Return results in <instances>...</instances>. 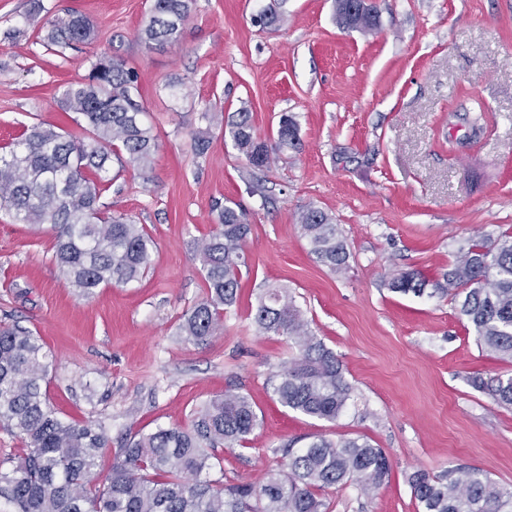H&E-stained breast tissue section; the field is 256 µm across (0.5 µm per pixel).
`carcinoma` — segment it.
Returning a JSON list of instances; mask_svg holds the SVG:
<instances>
[{"label": "carcinoma", "mask_w": 512, "mask_h": 512, "mask_svg": "<svg viewBox=\"0 0 512 512\" xmlns=\"http://www.w3.org/2000/svg\"><path fill=\"white\" fill-rule=\"evenodd\" d=\"M286 2L271 0L255 23L279 28ZM191 8L192 0H151L140 38L159 46L177 39ZM334 8L343 29L371 32L378 25L376 6L365 0H334ZM92 30L88 19L71 15L52 21L44 41L61 53L87 40ZM136 82L123 60L102 55L59 98L86 137L34 125L0 152V211L14 224L50 225L52 259L82 295L136 282L152 264L154 242L146 230L99 204L111 183L112 163L143 175L152 168L157 139L143 120ZM227 127L251 168L269 166V147L256 136L251 113H236ZM276 136L277 149L299 148L294 115H280ZM299 223L320 262L335 273L347 267L349 253L332 216L310 206L300 212ZM249 233L246 212L226 205L215 229L196 240L205 294L179 326L186 342L205 344L223 328L224 311L235 304L241 268L247 266ZM386 282L393 292L421 295L429 280L411 269ZM434 292L457 300L459 315L482 349L512 361V232L479 238L460 250ZM253 322L263 334L288 338L297 350L273 374L279 403L307 417L336 420L351 387L336 354L311 331L287 289H266ZM49 366V354L31 329L17 321L0 326V426L25 445L18 461L0 470V496L15 512H326L318 491L349 482L368 495L389 474L388 457L368 441L317 437L303 448L282 449V468L256 485L224 482L217 449L246 442L259 426L249 399L227 391L194 412L190 429L158 427L129 439L101 480L96 468L108 448L104 426L56 415L45 386ZM486 389L498 404L512 406V375L494 379ZM409 484L421 512H512V489L475 468L455 467L441 476L417 471Z\"/></svg>", "instance_id": "cac0c4a2"}]
</instances>
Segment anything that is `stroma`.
<instances>
[{"label":"stroma","mask_w":512,"mask_h":512,"mask_svg":"<svg viewBox=\"0 0 512 512\" xmlns=\"http://www.w3.org/2000/svg\"><path fill=\"white\" fill-rule=\"evenodd\" d=\"M265 2L193 0L179 37L156 46L139 37L151 0H0V144L40 123L80 134L60 92L105 53L137 74L158 142L148 175L124 170L100 199L153 238L148 274L81 295L51 259V233L0 212V320L29 327L50 353L58 416L103 423V474L129 437L190 427L195 408L232 389L260 425L221 450L225 481L258 482L279 468L281 447L322 436L368 440L391 462L370 495L322 491L329 512H419L408 483L418 470L474 467L511 489L512 408L475 381L510 375L512 363L477 345L451 297L384 281L409 269L439 279L471 239L512 232V0H375L368 33L339 27L333 0H288L282 27L263 29L252 17ZM69 14L94 33L60 56L43 34ZM477 105L488 123L475 134ZM242 110L270 144L280 114H293L301 149L253 171L205 119ZM204 130L211 143L198 154ZM227 205L247 213L248 266L223 333L197 346L179 334L204 294L194 242ZM307 206L339 225L345 271L311 254L298 223ZM269 284L287 289L340 359L352 397L338 419L276 400L271 377L297 351L252 324Z\"/></svg>","instance_id":"obj_1"}]
</instances>
